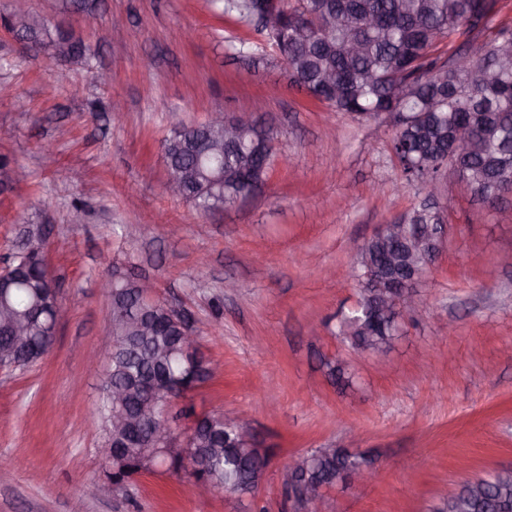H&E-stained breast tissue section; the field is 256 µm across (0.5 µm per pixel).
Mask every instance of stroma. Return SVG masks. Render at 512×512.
<instances>
[{
    "label": "stroma",
    "mask_w": 512,
    "mask_h": 512,
    "mask_svg": "<svg viewBox=\"0 0 512 512\" xmlns=\"http://www.w3.org/2000/svg\"><path fill=\"white\" fill-rule=\"evenodd\" d=\"M0 0L76 33L82 63L23 52L0 24V154L25 182L0 192V260L26 230L49 240L48 270L67 311L53 348L24 369H0V512H295L281 483L314 448L369 453L370 486L336 487L325 512H427L465 481L512 468V196L454 197L442 247L416 285L421 308L388 352L354 348L339 312L360 298L351 240L370 238L428 200L390 150V119L362 120L292 87L277 51L209 0ZM125 25L110 31L112 17ZM112 75L96 83L98 70ZM124 111H111L113 99ZM248 116L276 134L280 158L263 194L200 214L164 192L168 118ZM83 223L72 221L74 205ZM155 280L159 298L194 318L214 378L195 413L245 414L269 456L255 497L199 496L163 470L91 497L105 444L93 416L103 368L87 356L112 342L111 268ZM354 376L340 389L326 364Z\"/></svg>",
    "instance_id": "stroma-1"
}]
</instances>
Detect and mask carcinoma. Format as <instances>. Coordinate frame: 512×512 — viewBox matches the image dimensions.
<instances>
[{"mask_svg": "<svg viewBox=\"0 0 512 512\" xmlns=\"http://www.w3.org/2000/svg\"><path fill=\"white\" fill-rule=\"evenodd\" d=\"M497 0H280L276 26L266 31L269 41L280 48L283 60L291 61L290 84L312 99L326 94L325 79L332 75L340 94L328 99L339 112L377 117L402 112L415 123L397 126L390 145L402 175L409 181L429 184L447 172L437 155L448 146V132L463 120L474 123L469 143L454 156V174L466 184L474 199L495 206L512 193V29L500 28L495 36L477 43L489 28ZM224 14L250 25L252 0H224ZM26 36L36 39L38 52L54 56V41L73 36L50 20L30 17ZM464 39L465 55L447 64L441 48ZM356 42L354 55L344 46ZM492 74L489 83L478 82L474 73ZM211 147L220 159L205 160L170 144L182 138L179 130L161 145V158L169 174L187 179L189 193L180 199L191 202L202 214L225 209L247 199V185L266 180L276 151L269 137L265 156L249 145L224 143V138L207 129ZM444 211L420 206L405 217L408 224H442ZM14 276L0 288V365L23 369L36 355L33 346L14 339L11 326L24 324L29 336L46 335L45 312L53 305L51 285L45 277V261L35 250L15 247ZM115 288L111 304L120 309L139 308L153 322L155 332L141 334L135 320L112 317L111 364L101 388L97 418L105 429V442L113 434L108 389L127 391L130 406L152 411V401L135 387L147 374L189 377L182 358L179 336L167 305L158 300L143 301L135 280L114 269ZM342 332L361 347L366 335L378 337L379 352L391 346L396 325L391 319L356 310L341 321ZM214 424L189 438L194 451L172 456L158 448H125L114 469L113 484L124 489L126 473L139 474L164 465L172 474L187 475L206 483L214 491L254 495L268 466V454L260 448H246L236 425L225 422L224 414L213 413ZM206 458L205 466L194 470L196 455ZM309 479L327 489L344 484L341 472L369 465L374 459L346 448H321L307 452ZM431 512H512V481L493 478L473 492L462 487L453 496L434 505Z\"/></svg>", "mask_w": 512, "mask_h": 512, "instance_id": "1", "label": "carcinoma"}]
</instances>
